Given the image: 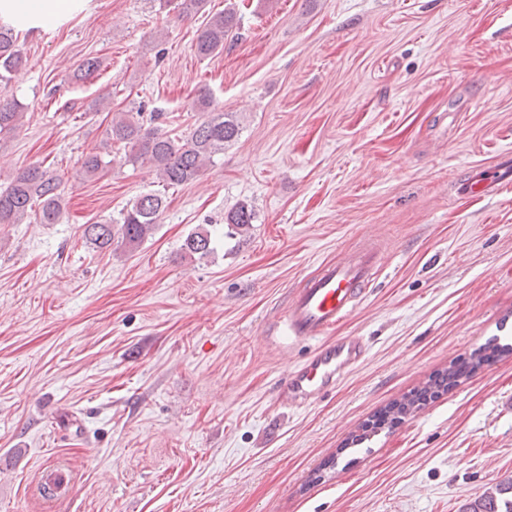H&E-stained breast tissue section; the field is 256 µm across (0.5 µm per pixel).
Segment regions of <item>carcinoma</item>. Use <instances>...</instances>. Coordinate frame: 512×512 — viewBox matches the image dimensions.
<instances>
[{"mask_svg":"<svg viewBox=\"0 0 512 512\" xmlns=\"http://www.w3.org/2000/svg\"><path fill=\"white\" fill-rule=\"evenodd\" d=\"M208 0H177L179 14L190 17L202 11ZM237 24L236 12L228 5L199 30L194 49L201 58L224 51V40ZM26 62L13 26L0 22V82ZM199 112L209 115L189 135L173 138L155 125L159 115L142 110L120 112L112 116L108 135L112 143L123 146L125 158L132 163L147 162L159 176L162 186L178 187L201 176L214 155L224 150L239 134V123L232 112H216L207 88H200L193 101ZM24 113L14 101L0 100V134L19 128ZM109 162L96 152L88 153L82 174L92 177L102 172ZM60 179L39 163L18 172L7 188L0 191V224H20L32 215L42 224H57L63 214ZM165 209L164 194L144 193L129 202L112 222L84 225L82 237L98 250L132 251L151 237ZM253 221V212L246 203H239L224 214V223L245 228ZM211 234L196 232L185 240L192 254L204 256L211 252ZM462 512H512V480L485 488L465 504Z\"/></svg>","mask_w":512,"mask_h":512,"instance_id":"carcinoma-1","label":"carcinoma"}]
</instances>
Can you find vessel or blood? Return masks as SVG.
<instances>
[{"instance_id": "b4317fda", "label": "vessel or blood", "mask_w": 512, "mask_h": 512, "mask_svg": "<svg viewBox=\"0 0 512 512\" xmlns=\"http://www.w3.org/2000/svg\"><path fill=\"white\" fill-rule=\"evenodd\" d=\"M510 183L512 157L497 163L492 170L475 172L465 182L464 190L481 198L495 194ZM381 260L379 246L366 243L341 261L322 264L303 288L290 292L286 304L289 335L319 342L309 356L285 373L283 393L290 405L311 403L363 360L366 353L363 337L345 336L328 341L324 335L365 299ZM73 481L71 468L62 459L41 471L42 487L51 488L58 497L72 490Z\"/></svg>"}]
</instances>
